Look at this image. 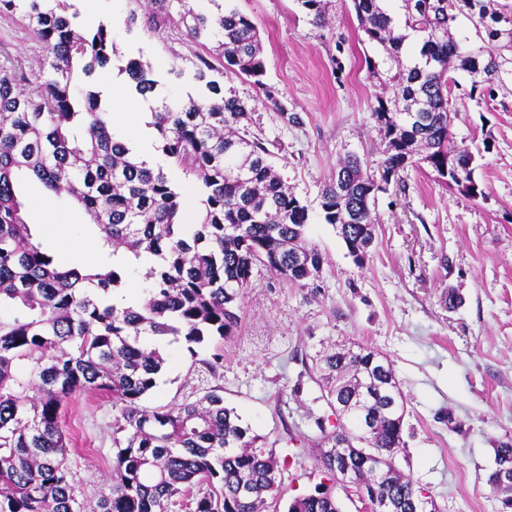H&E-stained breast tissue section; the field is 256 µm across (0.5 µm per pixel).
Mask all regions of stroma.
<instances>
[{
	"label": "stroma",
	"instance_id": "1",
	"mask_svg": "<svg viewBox=\"0 0 512 512\" xmlns=\"http://www.w3.org/2000/svg\"><path fill=\"white\" fill-rule=\"evenodd\" d=\"M80 27L111 22L112 76L136 107L113 132L151 167L165 166L155 151L153 112L165 102L202 91L195 79L201 42L171 24L152 33L128 24L150 0H69ZM206 12L234 10L258 27L266 62L267 102L252 78L223 72L224 93L249 103L240 128L259 138L282 179L309 211L307 238L321 252L318 276L295 285L253 269L240 301L237 331L224 341V362L211 368L213 347L190 353L168 336L158 347L166 363L149 407L191 402L220 390L264 451L287 459L281 506L313 491L321 480L318 421L332 417L316 361L341 346L360 345L386 357L406 398L400 469L428 493L438 512H499L487 479L494 450L512 441V78L491 94L470 95L457 73L450 120L458 142L476 156L485 194L462 196L427 166H409L378 194L375 242L364 264L349 255L336 228L320 215V193L337 164L351 155L378 166L385 142L371 116L382 89L367 69L386 71L384 51L365 41L351 0H330L328 23L318 28L298 0H195ZM152 67V97L136 98L124 71L130 59ZM297 122L283 119V112ZM43 189L24 179L17 194L35 234L55 224L48 245L62 266L80 251L99 253L101 241L83 210L56 199L52 214L39 207ZM461 299L444 303L447 291ZM109 394L73 395L62 415L68 462L77 494L109 492L116 448L112 423L120 417Z\"/></svg>",
	"mask_w": 512,
	"mask_h": 512
}]
</instances>
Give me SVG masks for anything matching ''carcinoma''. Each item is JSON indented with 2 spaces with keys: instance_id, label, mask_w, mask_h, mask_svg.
Listing matches in <instances>:
<instances>
[{
  "instance_id": "1",
  "label": "carcinoma",
  "mask_w": 512,
  "mask_h": 512,
  "mask_svg": "<svg viewBox=\"0 0 512 512\" xmlns=\"http://www.w3.org/2000/svg\"><path fill=\"white\" fill-rule=\"evenodd\" d=\"M144 26L153 33L171 20L195 40L215 39L198 55L195 79L205 92L152 113L157 151L195 175L203 195L196 219L182 218L181 194L163 168L153 169L114 139L100 92L76 77L112 63V27L80 31L66 0H0V15L20 16L46 49L28 68L0 42V512H169L177 499L190 512H277L280 461L256 446L259 436L212 390L190 402L147 408L165 363L144 336H181L191 345H214L237 329L239 302L261 264L291 283L321 272V252L306 238L307 206L288 189L258 139L240 135L252 108L224 95L209 78L215 63L251 77L268 102L256 25L237 12L205 14L189 0H151ZM359 29L394 63L386 74L369 65L384 87L372 116L386 143L377 170L353 156L339 165L321 192L325 223L338 230L349 254L364 262L374 242L371 206L378 193L410 164H425L449 188L469 198L484 194L475 179L476 157L458 144L448 119L456 79L451 65L511 64L512 5L491 0H403L397 18L385 0H351ZM321 27L326 0H300ZM465 8L478 19L485 45L460 57L451 27ZM420 38L409 55V34ZM125 72L138 95L157 89L148 64L128 61ZM26 173L45 191L84 210L102 241L96 263L63 267L34 240L17 195ZM131 254L156 258L146 268L144 296L122 309L112 293L126 279ZM336 415L331 447L322 450L323 480L296 497L287 512H341L340 485L365 490L370 502L392 512H437L396 465L404 447L406 399L393 365L360 347L338 350L315 364ZM104 391L121 405L112 425L117 448L112 491L80 501L66 463L61 424L66 400ZM512 468V443L495 448V470Z\"/></svg>"
}]
</instances>
